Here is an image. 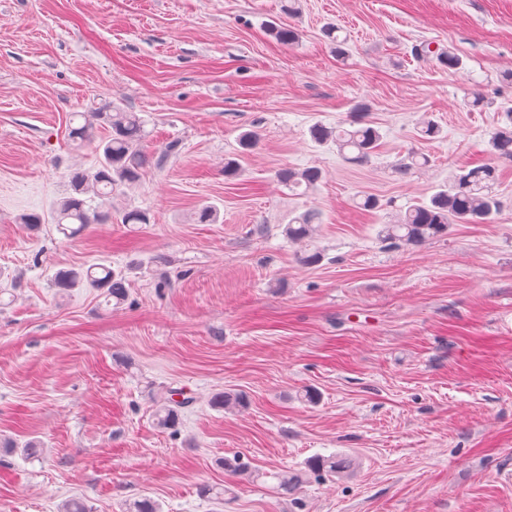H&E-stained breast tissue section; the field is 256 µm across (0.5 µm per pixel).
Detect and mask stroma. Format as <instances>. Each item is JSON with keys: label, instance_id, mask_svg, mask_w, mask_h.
<instances>
[{"label": "stroma", "instance_id": "35a3bbf8", "mask_svg": "<svg viewBox=\"0 0 512 512\" xmlns=\"http://www.w3.org/2000/svg\"><path fill=\"white\" fill-rule=\"evenodd\" d=\"M282 5L0 0V439L44 448L0 454V512H59L75 496L126 512L142 495L162 512H512V162L496 223L419 247L381 238L400 209L489 162L496 107L512 104V0ZM426 42L463 72L416 58ZM471 91L488 107H465ZM109 105L144 120L146 152L177 151L112 200L150 223L68 237L53 207L95 161L69 139L72 115ZM360 106L382 134L362 167L310 136ZM426 114L442 139H421ZM252 129L258 145L225 178ZM412 151L428 164L400 177ZM307 167L324 178L306 194L276 178ZM365 194L380 209L361 208ZM205 205L216 223H199ZM309 209L320 224L291 243L286 224ZM100 263L125 270L124 303L51 285ZM161 388L194 398L173 431L154 424ZM220 392L239 405L215 406ZM330 455L348 476L308 473ZM237 456L259 481L219 467ZM284 471L306 475L287 497Z\"/></svg>", "mask_w": 512, "mask_h": 512}]
</instances>
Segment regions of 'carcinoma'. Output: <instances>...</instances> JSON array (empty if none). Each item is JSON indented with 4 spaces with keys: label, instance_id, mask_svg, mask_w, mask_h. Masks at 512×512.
Listing matches in <instances>:
<instances>
[{
    "label": "carcinoma",
    "instance_id": "1",
    "mask_svg": "<svg viewBox=\"0 0 512 512\" xmlns=\"http://www.w3.org/2000/svg\"><path fill=\"white\" fill-rule=\"evenodd\" d=\"M415 55L431 58L444 70L456 73L463 69L459 57L450 52L436 51L428 45L415 49ZM501 125L492 133L488 152L492 162L473 168L458 170L448 183L438 186L426 201H419L399 212L383 225L381 236L386 241L401 242L407 246H419L427 241L446 237L457 224H493L501 212V201L493 190L498 181V161L512 162V107H502ZM75 117L83 123L70 128L69 135L78 144L94 145L96 164L87 171L77 172L71 178L72 193L62 199L55 208L59 230L65 235H75L91 223L107 224L116 220L122 224H148V212L124 209L112 218V195L121 187L138 180L141 171L149 166L161 167L176 150L171 144L157 156H148L141 149L146 134L142 119L134 112L112 107L110 112H78ZM102 122L111 128L110 135L97 139L93 128ZM313 141L325 146L333 144L348 162L366 163L375 153L382 134L380 130L362 119L327 127L316 124L310 129ZM278 180L291 191L300 187L309 190L321 182L323 172L318 168L301 170L283 168ZM98 200V209L86 207L85 195ZM320 223L319 214L304 212L290 220L284 228L288 240L299 242L315 231ZM57 288H88L106 290V297L120 303L128 295L127 277L124 271H115L104 264H95L85 270H62L52 278ZM174 391L162 389L154 397L155 425L162 430H174L179 423V410L189 401L173 399ZM312 473L330 477L344 476L350 462L334 455L315 458L308 463ZM127 512H161L160 505L150 497L142 496L129 503Z\"/></svg>",
    "mask_w": 512,
    "mask_h": 512
}]
</instances>
